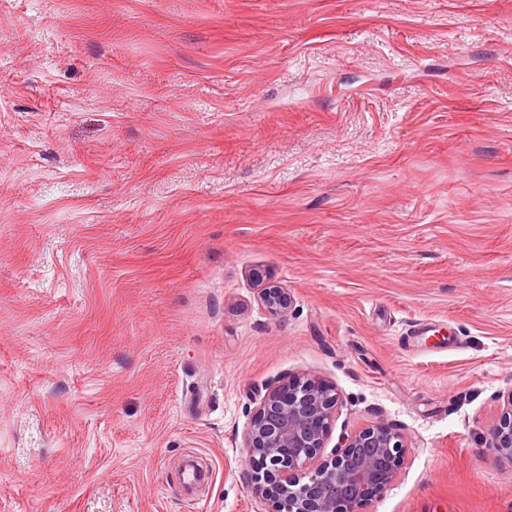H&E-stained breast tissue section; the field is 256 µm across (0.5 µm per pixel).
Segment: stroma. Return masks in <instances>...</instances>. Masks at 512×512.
I'll return each mask as SVG.
<instances>
[{
  "label": "stroma",
  "instance_id": "stroma-1",
  "mask_svg": "<svg viewBox=\"0 0 512 512\" xmlns=\"http://www.w3.org/2000/svg\"><path fill=\"white\" fill-rule=\"evenodd\" d=\"M298 375L366 512H512V0H0V512H268ZM259 301L267 312L277 315L283 313L288 308V292L277 285H270L262 289ZM337 401L323 380L298 377L257 405L245 448L250 462L258 457L266 465L253 471L251 483L255 496L270 501L268 512H363L395 479L404 445L383 422L347 435L331 457H321ZM310 465L313 474L303 476ZM503 412L498 422L487 432L489 448L512 459V390L503 397Z\"/></svg>",
  "mask_w": 512,
  "mask_h": 512
}]
</instances>
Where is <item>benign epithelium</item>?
<instances>
[{"label": "benign epithelium", "mask_w": 512, "mask_h": 512, "mask_svg": "<svg viewBox=\"0 0 512 512\" xmlns=\"http://www.w3.org/2000/svg\"><path fill=\"white\" fill-rule=\"evenodd\" d=\"M270 314L288 308V292L262 289ZM337 395L323 380L298 377L268 391L245 434L249 460L266 463L251 475L252 492L271 503L268 512H363L395 479L404 445L387 424L358 430L321 457L330 437ZM488 447L512 459V390L503 412L487 432Z\"/></svg>", "instance_id": "obj_1"}]
</instances>
